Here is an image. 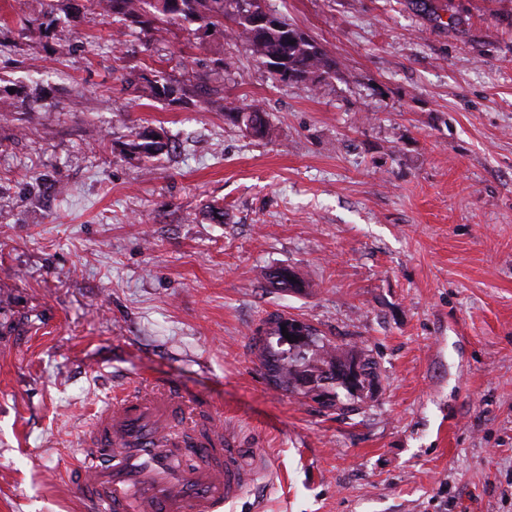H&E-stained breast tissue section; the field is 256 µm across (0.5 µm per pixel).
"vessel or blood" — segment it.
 <instances>
[{
	"mask_svg": "<svg viewBox=\"0 0 512 512\" xmlns=\"http://www.w3.org/2000/svg\"><path fill=\"white\" fill-rule=\"evenodd\" d=\"M220 418L215 403L172 382H137L95 415L68 478L96 512H221L260 458L245 454Z\"/></svg>",
	"mask_w": 512,
	"mask_h": 512,
	"instance_id": "1",
	"label": "vessel or blood"
}]
</instances>
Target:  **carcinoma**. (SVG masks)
Listing matches in <instances>:
<instances>
[{"mask_svg": "<svg viewBox=\"0 0 512 512\" xmlns=\"http://www.w3.org/2000/svg\"><path fill=\"white\" fill-rule=\"evenodd\" d=\"M89 7L82 13L88 26L116 24L113 32L120 37L136 31L149 33L162 39V34L171 26L184 23L197 24L193 34L200 43L222 39L224 32L247 36L251 56L263 65L273 79L280 82L302 84L314 92L324 76L336 69V61L317 44L288 23L282 16L274 17L270 25H253V21L265 14L263 0H87ZM36 26L56 39L57 51L66 52V44L58 36V18L54 10L23 20L21 30ZM143 96L160 99L174 91L171 74L160 68L153 77L135 84ZM233 121L245 130L257 135L269 134L263 118V109L257 104L234 108ZM273 288L282 291H302L305 282L290 268H278L268 275ZM265 329L256 337L262 345V367L269 381L291 395L307 397L309 391L303 383L322 375L323 368L334 367V363L353 361L363 363L366 383L376 384V362L365 350L355 351L331 342L320 336L311 325L281 314L273 313L263 320ZM291 330L293 339L282 335V328Z\"/></svg>", "mask_w": 512, "mask_h": 512, "instance_id": "cac0c4a2", "label": "carcinoma"}]
</instances>
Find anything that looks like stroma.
I'll list each match as a JSON object with an SVG mask.
<instances>
[{"label":"stroma","instance_id":"obj_1","mask_svg":"<svg viewBox=\"0 0 512 512\" xmlns=\"http://www.w3.org/2000/svg\"><path fill=\"white\" fill-rule=\"evenodd\" d=\"M49 2L0 0V91L32 98L0 118V512H86L80 435L140 378L261 456L225 512H512V0H265L335 59L317 91L183 28L203 92L157 100L125 84L144 36L19 34ZM253 101L268 137L225 114ZM273 312L370 351L376 392L275 388ZM294 277V280H289ZM268 280L272 288H278L282 291H302L305 288V282L300 275L290 268H278L268 275Z\"/></svg>","mask_w":512,"mask_h":512}]
</instances>
